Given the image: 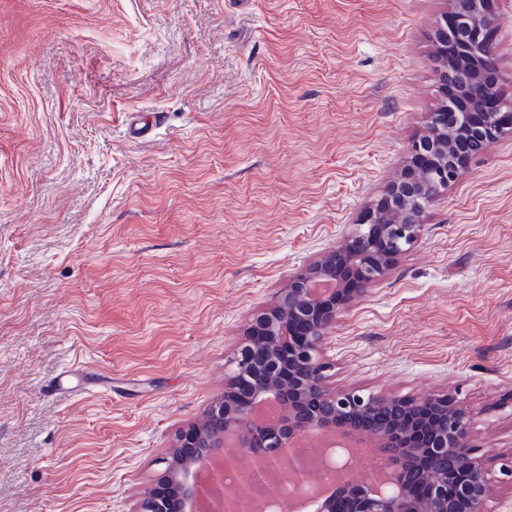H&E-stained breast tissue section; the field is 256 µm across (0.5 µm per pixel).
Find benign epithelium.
<instances>
[{
	"label": "benign epithelium",
	"mask_w": 512,
	"mask_h": 512,
	"mask_svg": "<svg viewBox=\"0 0 512 512\" xmlns=\"http://www.w3.org/2000/svg\"><path fill=\"white\" fill-rule=\"evenodd\" d=\"M453 18H443L434 33L442 55L435 59L440 83L457 90V107L464 113V151L455 142L448 114L439 112L427 135L413 152L428 149L430 161L404 184L390 186L374 204L365 222L342 250L316 259L295 272L274 305L256 317L247 330L224 399L204 419L177 434L175 447L188 448L168 462L165 484L175 498L149 492L141 512H185L196 500L191 469L258 464L256 472L277 466L285 483L300 496L319 494L303 461L287 449L303 438L332 450L324 463L338 472L333 493L323 497L319 512H488L491 487L477 446L467 442L471 416L448 396L405 399L332 391L325 385L328 365L321 351L330 329L348 301L336 303L346 287L341 271L359 283L361 292L391 269L415 241L423 212L417 208L431 183L449 185L448 173L462 174L479 145L488 148L512 114L483 110L498 100L495 62L483 51L485 34L496 27L487 0H453ZM272 399L281 412L266 420L256 405ZM375 448L385 470L366 474L344 464L339 451L353 454ZM452 456L458 466L444 472L431 462ZM247 477L224 490L229 506L250 495Z\"/></svg>",
	"instance_id": "benign-epithelium-1"
}]
</instances>
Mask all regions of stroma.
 <instances>
[{"label":"stroma","mask_w":512,"mask_h":512,"mask_svg":"<svg viewBox=\"0 0 512 512\" xmlns=\"http://www.w3.org/2000/svg\"><path fill=\"white\" fill-rule=\"evenodd\" d=\"M512 107V0H493ZM451 0H0V512H139L253 318L442 104ZM326 384L453 396L512 512V134L329 332ZM67 377L69 391L52 384Z\"/></svg>","instance_id":"35a3bbf8"}]
</instances>
